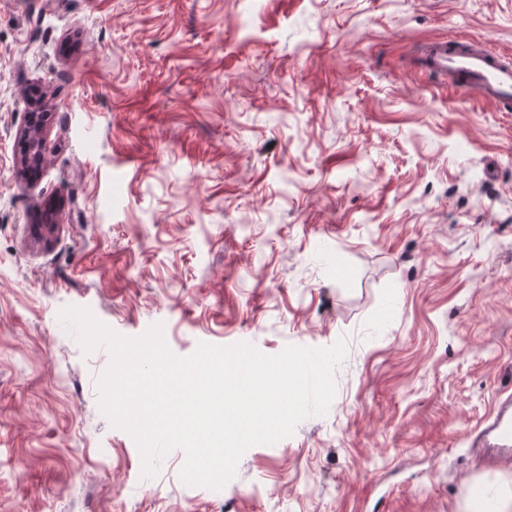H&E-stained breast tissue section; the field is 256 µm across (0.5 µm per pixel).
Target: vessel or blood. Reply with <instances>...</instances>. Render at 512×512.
<instances>
[{
    "label": "vessel or blood",
    "instance_id": "b4317fda",
    "mask_svg": "<svg viewBox=\"0 0 512 512\" xmlns=\"http://www.w3.org/2000/svg\"><path fill=\"white\" fill-rule=\"evenodd\" d=\"M421 66L444 76L469 97L512 109V59L477 42L443 39L423 47ZM472 447L512 460V395L497 397L491 412L474 428Z\"/></svg>",
    "mask_w": 512,
    "mask_h": 512
}]
</instances>
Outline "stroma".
<instances>
[{"instance_id":"35a3bbf8","label":"stroma","mask_w":512,"mask_h":512,"mask_svg":"<svg viewBox=\"0 0 512 512\" xmlns=\"http://www.w3.org/2000/svg\"><path fill=\"white\" fill-rule=\"evenodd\" d=\"M512 53V0H0V512H465L512 394V112L424 71ZM39 87L45 160L20 166ZM345 340L328 411L222 488L156 475L99 405L106 348ZM472 448L493 458L512 460V395L497 397L487 417L473 429Z\"/></svg>"}]
</instances>
